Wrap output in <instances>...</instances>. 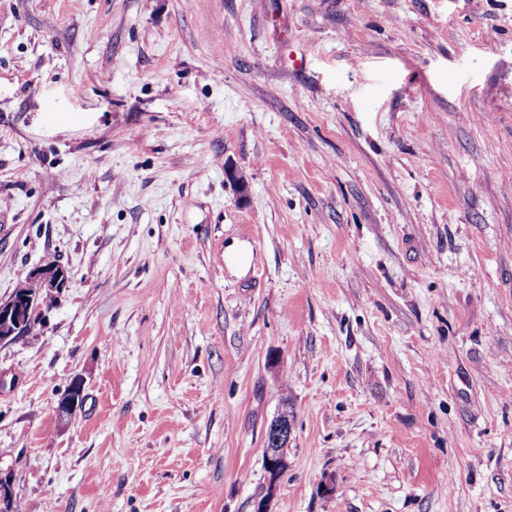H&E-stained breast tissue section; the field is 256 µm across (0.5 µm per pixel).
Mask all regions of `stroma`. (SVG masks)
<instances>
[{
	"instance_id": "obj_1",
	"label": "stroma",
	"mask_w": 512,
	"mask_h": 512,
	"mask_svg": "<svg viewBox=\"0 0 512 512\" xmlns=\"http://www.w3.org/2000/svg\"><path fill=\"white\" fill-rule=\"evenodd\" d=\"M49 262L14 512H512V0H0V299ZM250 250L241 244H233L224 250V263L230 270L245 271L251 263ZM83 393L84 386L82 379H72L68 391L62 395L57 402L56 413L61 422L70 420L76 414L79 409V401L84 397ZM84 399L80 409L83 406ZM293 432V423L288 411L278 415L268 426L265 433V460L267 465L269 489L275 490L281 475L288 468L287 449Z\"/></svg>"
}]
</instances>
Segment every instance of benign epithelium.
I'll return each instance as SVG.
<instances>
[{"mask_svg": "<svg viewBox=\"0 0 512 512\" xmlns=\"http://www.w3.org/2000/svg\"><path fill=\"white\" fill-rule=\"evenodd\" d=\"M67 281L66 270L58 264L47 263L32 269L25 283L16 288L7 300L0 299V343L25 335L28 316L42 312L46 300L64 288ZM32 284L35 285L33 289L30 288ZM83 397L82 379H72L68 391L57 402L59 420H70L79 409V401ZM292 432L293 423L286 411L278 415L266 430L265 460L269 489L272 491L288 468L287 449ZM13 498L12 481H6L0 476V512H12Z\"/></svg>", "mask_w": 512, "mask_h": 512, "instance_id": "1", "label": "benign epithelium"}]
</instances>
